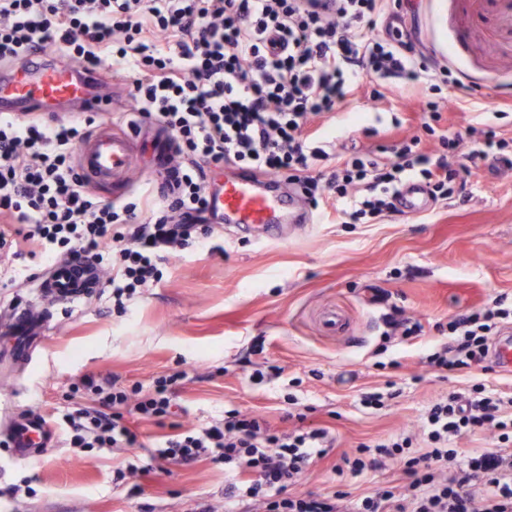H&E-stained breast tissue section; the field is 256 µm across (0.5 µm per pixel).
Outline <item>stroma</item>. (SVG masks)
Returning <instances> with one entry per match:
<instances>
[{"label": "stroma", "mask_w": 512, "mask_h": 512, "mask_svg": "<svg viewBox=\"0 0 512 512\" xmlns=\"http://www.w3.org/2000/svg\"><path fill=\"white\" fill-rule=\"evenodd\" d=\"M398 2L427 57L449 60L478 87L474 104L443 112V125L454 132L488 119L496 98L512 94V0ZM350 109L381 120L369 135L348 126L343 139L380 150L391 145L392 118L409 134L422 121L420 103L406 89L379 101L356 95ZM467 190V201L436 203L418 216L395 215L381 224L318 220L282 243L216 235L221 252L171 256L165 281L124 313L99 288L75 309L43 299L40 284L54 267L42 257L0 260L15 271L13 280L0 282V327L19 305L37 304L52 314L33 362L0 366V407L52 419L84 376L146 384L155 373L179 369L188 374L181 394L185 425L204 424L233 407L279 423L275 402L297 377L302 385L292 392L327 422L341 448L417 431L427 401L464 379L427 372L422 340L379 354L390 304L430 326L497 294L512 295V176L473 175ZM328 307L343 313V331L321 325ZM259 343L284 372L251 386L244 357ZM390 381L403 389L395 405L361 412L360 394L384 390ZM125 457L122 451L84 453L63 439L48 456L21 461L0 446V487L30 477L35 489L16 500L0 497V512H191L198 500L222 512V466L158 464L134 493L129 484L112 482Z\"/></svg>", "instance_id": "stroma-1"}]
</instances>
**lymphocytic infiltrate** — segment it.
<instances>
[{
  "instance_id": "1",
  "label": "lymphocytic infiltrate",
  "mask_w": 512,
  "mask_h": 512,
  "mask_svg": "<svg viewBox=\"0 0 512 512\" xmlns=\"http://www.w3.org/2000/svg\"><path fill=\"white\" fill-rule=\"evenodd\" d=\"M387 0H0V64L26 68L55 55L83 68L129 74L140 116L170 131L177 161L160 189L122 200L93 194L74 153L88 132L81 117L53 124L0 115V250L42 255L82 276L107 263L114 308L164 278L172 254L208 246L225 222L215 205L226 168L285 177L313 207L333 208L340 224H380L395 214L406 181L431 199H465L472 169L512 171V136L498 120L448 133L437 94L466 87L463 75L428 62L413 33L375 35ZM373 99L384 88L424 96L423 135L404 137L387 156L347 145L336 124L348 120L359 86ZM461 158L451 166L449 155ZM512 324L499 295L481 309L436 323L422 357L442 377L492 372L491 346ZM187 377L177 370L150 385L85 376L55 423L80 449L119 450L138 442L135 421L164 425L181 412ZM293 429L238 408L202 426L155 439L150 460L224 468L227 512H512V388L479 381L428 404L419 435L399 434L337 448L330 428L297 413ZM496 435L493 448L456 445L466 433ZM425 452L410 455L415 439ZM357 479L390 473L384 487L351 497L299 486L315 466Z\"/></svg>"
}]
</instances>
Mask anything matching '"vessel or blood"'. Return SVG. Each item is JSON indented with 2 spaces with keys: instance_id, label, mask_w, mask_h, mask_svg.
I'll return each instance as SVG.
<instances>
[{
  "instance_id": "b4317fda",
  "label": "vessel or blood",
  "mask_w": 512,
  "mask_h": 512,
  "mask_svg": "<svg viewBox=\"0 0 512 512\" xmlns=\"http://www.w3.org/2000/svg\"><path fill=\"white\" fill-rule=\"evenodd\" d=\"M108 70L86 71L80 66L57 61L36 64L28 72L10 74L0 71V112L17 115H41L47 112L67 116L71 112H94L102 118V131L84 142L79 153V171L85 180H119L131 169V154L136 137L157 142L159 169H167L174 145L160 127L137 125L118 128L112 115L123 110L124 100L103 95L111 86ZM219 205L237 233L273 240L284 239L287 232H301L305 221L296 211L295 197L273 186L272 178L241 174L225 180ZM429 206L422 185L410 180L400 190L398 208L414 216ZM15 331L45 334L48 321L30 308L16 314ZM0 440L7 442L13 456L30 460L44 456L58 444V436L45 417L37 413L11 411L0 414Z\"/></svg>"
}]
</instances>
